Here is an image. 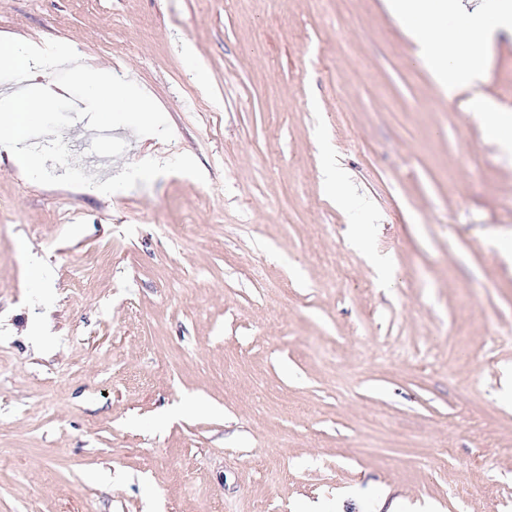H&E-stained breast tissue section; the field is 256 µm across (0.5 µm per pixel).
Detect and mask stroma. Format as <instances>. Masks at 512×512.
<instances>
[{"instance_id":"1","label":"stroma","mask_w":512,"mask_h":512,"mask_svg":"<svg viewBox=\"0 0 512 512\" xmlns=\"http://www.w3.org/2000/svg\"><path fill=\"white\" fill-rule=\"evenodd\" d=\"M0 37L173 129L71 125L73 166L206 175L98 196L0 149V512H512V147L387 0H0ZM478 90L512 112V30Z\"/></svg>"}]
</instances>
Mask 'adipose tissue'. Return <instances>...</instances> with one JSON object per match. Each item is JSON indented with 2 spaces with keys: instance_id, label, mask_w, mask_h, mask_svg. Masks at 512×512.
<instances>
[{
  "instance_id": "1",
  "label": "adipose tissue",
  "mask_w": 512,
  "mask_h": 512,
  "mask_svg": "<svg viewBox=\"0 0 512 512\" xmlns=\"http://www.w3.org/2000/svg\"><path fill=\"white\" fill-rule=\"evenodd\" d=\"M390 7L405 23L438 86L449 94L483 70V47L497 27L512 25V0H499L494 13L486 0H390ZM452 15L466 22L467 35L449 31Z\"/></svg>"
}]
</instances>
